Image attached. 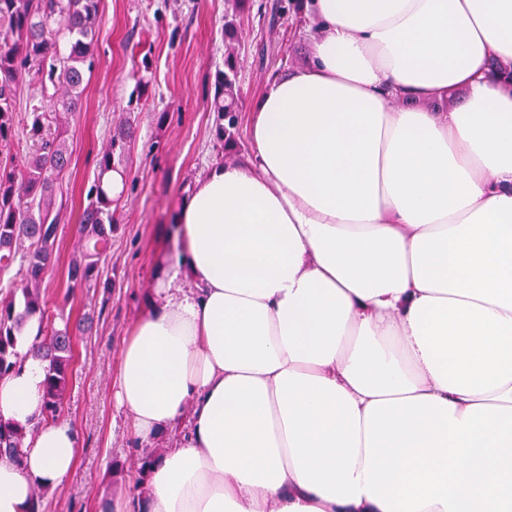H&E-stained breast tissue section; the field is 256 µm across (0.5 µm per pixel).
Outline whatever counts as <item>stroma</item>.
<instances>
[{"instance_id": "35a3bbf8", "label": "stroma", "mask_w": 512, "mask_h": 512, "mask_svg": "<svg viewBox=\"0 0 512 512\" xmlns=\"http://www.w3.org/2000/svg\"><path fill=\"white\" fill-rule=\"evenodd\" d=\"M98 52L86 76L82 105L69 117L71 163L63 176L68 207L59 230L44 290L54 322L88 316L93 328L77 334L69 391L60 417L77 428V462L61 488L47 492L46 512H103L130 502L147 512L145 457L172 447L167 434L149 443L134 438L113 398L125 339L144 309L154 283L157 250L176 254L169 232L180 201L208 170L224 159L212 135V83L224 61V0H100ZM312 21L270 24L250 14L239 29L240 128H247L252 101L278 68L291 71L307 61ZM149 60L147 85L132 98L134 75ZM46 91L26 85L17 101L11 151L32 150L25 113ZM134 128L127 144L125 195L116 209L112 248L100 264L102 286L69 289L68 263L80 241L79 217L96 177V160L119 121Z\"/></svg>"}]
</instances>
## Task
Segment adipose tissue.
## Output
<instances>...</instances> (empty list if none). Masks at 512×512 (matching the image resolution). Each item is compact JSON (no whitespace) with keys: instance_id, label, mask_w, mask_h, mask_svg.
Wrapping results in <instances>:
<instances>
[{"instance_id":"ef3b65f1","label":"adipose tissue","mask_w":512,"mask_h":512,"mask_svg":"<svg viewBox=\"0 0 512 512\" xmlns=\"http://www.w3.org/2000/svg\"><path fill=\"white\" fill-rule=\"evenodd\" d=\"M303 9L306 64L184 198L121 351L132 434L175 438L151 512H512V0ZM37 328L0 377V420L30 430L0 512L79 446L41 419Z\"/></svg>"}]
</instances>
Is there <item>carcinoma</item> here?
<instances>
[{"label": "carcinoma", "mask_w": 512, "mask_h": 512, "mask_svg": "<svg viewBox=\"0 0 512 512\" xmlns=\"http://www.w3.org/2000/svg\"><path fill=\"white\" fill-rule=\"evenodd\" d=\"M271 16L297 13L295 0H274ZM253 0H225L224 68L214 77L211 111L215 137L224 154L241 151L239 142V55L235 41L241 19ZM99 0H0V151L10 150L15 132L16 97L26 80L38 79L54 92L28 113L33 151L20 164L0 163V269L20 262L22 284L0 299V375L19 360L17 336L32 317L42 340L37 352L46 362L43 420L62 410L74 361L69 325L54 326L46 314L43 285L59 237L61 208L56 206L58 178L68 169L70 153L61 116L79 110L86 72L97 50ZM129 128L109 134L97 158V177L88 190L79 230L84 249L68 268L72 287L98 278L99 264L112 245V171L123 166ZM29 431L0 420V456L17 454Z\"/></svg>", "instance_id": "carcinoma-1"}]
</instances>
